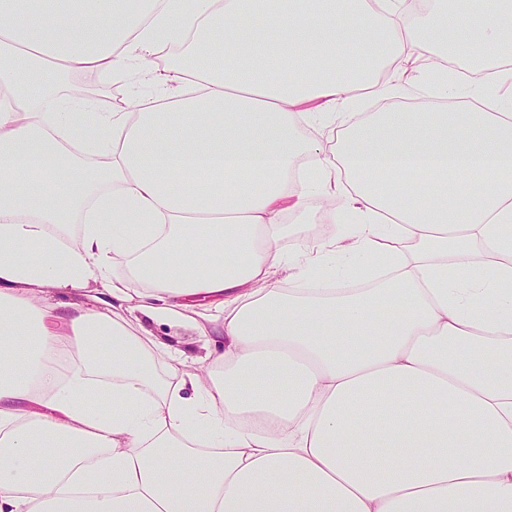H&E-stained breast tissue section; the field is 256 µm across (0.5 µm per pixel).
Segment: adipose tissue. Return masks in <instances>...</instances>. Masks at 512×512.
I'll use <instances>...</instances> for the list:
<instances>
[{"label":"adipose tissue","mask_w":512,"mask_h":512,"mask_svg":"<svg viewBox=\"0 0 512 512\" xmlns=\"http://www.w3.org/2000/svg\"><path fill=\"white\" fill-rule=\"evenodd\" d=\"M477 3L0 0V512H512V0ZM447 51L483 82L337 124ZM315 201L350 231L284 248ZM56 81L69 82L84 92L85 98L94 100L100 107L106 108L110 105L113 99L126 98L130 93L137 95L148 93L153 89V85L146 78H139L135 85L131 88L115 87L104 84L90 75L87 74H65L58 73L54 76ZM111 101V102H110ZM153 331L160 339L173 344L187 351L188 354L196 356L203 355L205 350L197 345H189L193 339V333L183 328H168L167 326L152 325Z\"/></svg>","instance_id":"ef3b65f1"}]
</instances>
